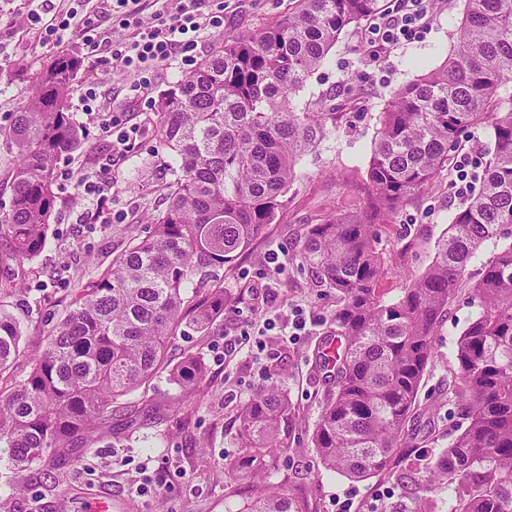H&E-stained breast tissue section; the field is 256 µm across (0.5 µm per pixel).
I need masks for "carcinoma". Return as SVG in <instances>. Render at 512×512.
Listing matches in <instances>:
<instances>
[{"label":"carcinoma","mask_w":512,"mask_h":512,"mask_svg":"<svg viewBox=\"0 0 512 512\" xmlns=\"http://www.w3.org/2000/svg\"><path fill=\"white\" fill-rule=\"evenodd\" d=\"M464 4L444 64L400 86L380 113L363 198L311 225L292 259L315 270L336 299V342L319 350L329 393L310 435L323 468L357 481L401 470L439 320L466 288L476 312L456 341L449 389L467 425L428 468V481L448 491L428 512H512V106L502 107L498 95L512 84V0ZM382 10L383 0H289L276 24L224 36L161 94L159 132L173 153L166 206L147 235L79 289L27 378L0 393V448L12 470L66 457L104 434L112 403L167 365L172 339L224 317L214 271L277 223L298 162L343 116L326 100L306 108L294 97L344 30ZM82 64L58 54L37 74L35 95L10 129L19 163L0 235L18 264L43 250L56 161L85 139L67 107ZM477 128L494 144L479 189L452 214L425 271L385 298V226L449 176L462 136ZM488 242L494 250L483 260ZM21 343L17 318L0 304V372ZM206 374L192 354L172 369L200 400ZM294 410L276 379L240 409L243 454L224 464V475L264 485L236 512H310L304 485L270 482Z\"/></svg>","instance_id":"carcinoma-1"}]
</instances>
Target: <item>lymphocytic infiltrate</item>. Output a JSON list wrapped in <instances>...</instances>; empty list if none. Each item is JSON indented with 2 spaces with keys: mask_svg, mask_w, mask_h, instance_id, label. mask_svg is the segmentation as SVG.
I'll return each mask as SVG.
<instances>
[{
  "mask_svg": "<svg viewBox=\"0 0 512 512\" xmlns=\"http://www.w3.org/2000/svg\"><path fill=\"white\" fill-rule=\"evenodd\" d=\"M236 0H165L166 13L146 15L143 0H115L114 24L131 32L129 41L112 44L109 29L99 24L100 8L92 0H42L48 19L42 24L46 36L63 40L65 33L78 35L91 51H110L113 68L133 77L131 89L144 92L157 73L171 58L182 65L196 61L204 34L223 28L224 13ZM435 9V0H398L394 13L375 22L373 35L381 44L396 45L426 27ZM83 110L90 121L111 136L113 150L128 147L138 135L123 113L109 112L95 88H87ZM63 180L85 202L103 197L112 188V158L97 156L80 173L64 172Z\"/></svg>",
  "mask_w": 512,
  "mask_h": 512,
  "instance_id": "lymphocytic-infiltrate-1",
  "label": "lymphocytic infiltrate"
}]
</instances>
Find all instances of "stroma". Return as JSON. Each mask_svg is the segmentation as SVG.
<instances>
[{
    "instance_id": "obj_1",
    "label": "stroma",
    "mask_w": 512,
    "mask_h": 512,
    "mask_svg": "<svg viewBox=\"0 0 512 512\" xmlns=\"http://www.w3.org/2000/svg\"><path fill=\"white\" fill-rule=\"evenodd\" d=\"M34 7L33 0H0V216L10 209L18 164L4 133L29 104L35 73L58 53L83 58L68 104L88 141L58 159L56 171L79 172L88 159L108 153V138L89 125L81 110L80 97L88 87H95L111 109L137 124L139 136L128 152L112 157V189L104 202L107 223H79L83 205L73 188L59 179L54 219L38 257L21 266L2 267L11 244L0 237V285L13 288L0 302L23 330L20 357L0 374V390L5 391L27 377L47 335L65 317L78 284L96 280L111 268L113 258L144 234L164 208L161 188L172 178V153L158 134L156 104L160 94L185 73L181 62H173L152 78L147 93L131 94V76L112 69L106 59L87 56L77 37L66 36L56 47L45 45L40 26L29 19ZM287 8L288 0H241L240 9L225 15L224 30L254 32L275 23ZM463 13V0H438L426 29L375 59L370 56L367 26L340 35L295 100L311 106L340 94L354 98V107L301 161L303 175L289 185L278 222L220 271L228 300L223 320L206 331L177 337L168 350L174 364L188 353L205 362L209 383L205 399L187 394L169 373L158 374L146 387L113 403L111 431L81 452L78 462L40 463L19 474L0 466V512H86L88 501L99 494L111 498L112 512H227L228 506L242 504L255 491L252 480L245 478L234 482V497L224 496V464L241 453L237 412L271 373L286 384L295 405L288 446L274 479L304 484L311 512H420L429 501L441 498V491L426 482L425 468L454 438L461 422L448 384L455 368L454 345L472 308L460 298L442 316L434 358L422 379L409 425L411 458L402 476L354 482L326 472L308 445L328 390L316 352L332 328L334 295L315 287L314 272L290 262L272 288L262 270L269 250L283 251L290 258L310 225L350 207L356 184L369 165L380 112L401 85L443 65ZM457 205L447 186L441 185L400 212L388 235L410 234L414 246L405 256L387 255L393 273L383 286L390 295H397L429 265ZM274 311L302 314L307 320L305 334L291 342L259 336L260 314ZM228 335L246 338L247 343L225 353Z\"/></svg>"
}]
</instances>
